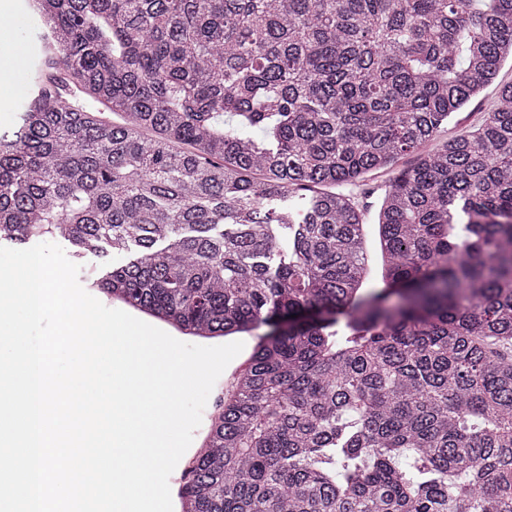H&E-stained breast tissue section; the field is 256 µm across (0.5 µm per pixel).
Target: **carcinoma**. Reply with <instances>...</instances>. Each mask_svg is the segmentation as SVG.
Returning <instances> with one entry per match:
<instances>
[{"label":"carcinoma","mask_w":512,"mask_h":512,"mask_svg":"<svg viewBox=\"0 0 512 512\" xmlns=\"http://www.w3.org/2000/svg\"><path fill=\"white\" fill-rule=\"evenodd\" d=\"M27 8L74 95L0 134V239L126 256L98 288L185 335L269 327L181 512H512V84L420 152L512 53V0ZM391 176L390 173L381 171L372 172L367 175L364 186L361 188L365 189V191H371L373 194H368V196L358 194L360 205H373L370 203H376L382 195V189L388 184Z\"/></svg>","instance_id":"cac0c4a2"}]
</instances>
